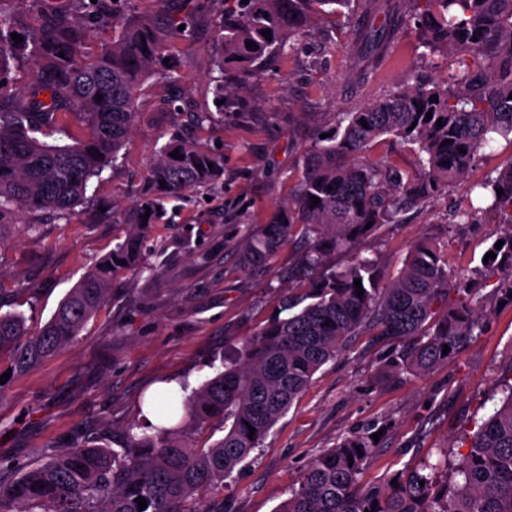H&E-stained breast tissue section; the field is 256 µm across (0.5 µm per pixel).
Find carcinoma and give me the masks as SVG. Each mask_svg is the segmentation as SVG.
Here are the masks:
<instances>
[{
  "label": "carcinoma",
  "mask_w": 512,
  "mask_h": 512,
  "mask_svg": "<svg viewBox=\"0 0 512 512\" xmlns=\"http://www.w3.org/2000/svg\"><path fill=\"white\" fill-rule=\"evenodd\" d=\"M17 2L11 12L0 10V232L23 210L69 216L90 179L117 159L127 141L143 82L180 81L177 66L164 62L172 58L170 42L195 38L214 0H187L191 9L184 15L169 7L170 0H156L152 14L126 13L122 0H68L64 8L44 0ZM343 8L364 20L346 75L353 85L372 79L409 15L420 23L418 38L429 53L457 56L459 66L444 78L415 73L361 108L336 113L333 136H317L303 149L290 199L243 254L246 265L261 263L301 227L307 249L297 272L305 289L283 301L287 315L272 318L184 400L170 391L149 398L158 419L154 433L129 430L118 450L71 447L14 470L0 481V512H224V481L351 337L375 329L410 339L393 370L421 375L448 359L444 347L455 351L479 328L483 314L470 303L436 310L448 305V268L428 243L416 245L390 279L375 259L357 256L336 267L326 260L461 180L490 140L502 136L512 143V0H224L212 77L223 112H250L246 85L277 68L320 17ZM96 25L112 26V44L88 56L82 46ZM14 33L23 41H13ZM22 66L32 68L31 80L5 92L10 73ZM69 116L86 127V137L73 136L64 145L42 140L67 133ZM383 136L411 148L413 170L402 172L388 158L366 159ZM174 151L183 158L170 156ZM223 174L224 157L205 143L174 139L161 147L123 213L127 237L82 275L48 322L33 334L22 314H0V359L7 358L0 376L32 370L79 336L106 302L112 273L141 264L145 234L161 219L164 200L210 186ZM479 187L493 197L502 223L512 224V165ZM313 196L320 202L312 203ZM502 394L468 436V451L458 462L448 463L445 454L398 473L384 489H364L358 476L373 439L354 435L320 453L275 512H512V385ZM210 423L224 428V437L207 447L190 445V427ZM208 495L209 506L202 503ZM137 497L145 499L142 511Z\"/></svg>",
  "instance_id": "1"
}]
</instances>
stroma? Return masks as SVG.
I'll return each instance as SVG.
<instances>
[{"mask_svg": "<svg viewBox=\"0 0 512 512\" xmlns=\"http://www.w3.org/2000/svg\"><path fill=\"white\" fill-rule=\"evenodd\" d=\"M220 19V10H213L194 40L172 43L180 84L144 83L122 158L91 179L85 201L67 219L44 222L31 233L23 214L0 236V310L22 312L38 331L85 270L125 238L128 227L114 223L111 208L128 203L132 183L163 144L199 139L224 158L217 190L168 203L161 223L150 227L148 270H116L107 301L80 335L0 388L2 472L35 462L44 448L111 444L132 424H145L141 407L156 384L195 388L217 372L224 356L274 317L289 290L303 285L293 273L305 250L300 237L287 238L262 264L241 263L247 239L288 199L303 146L331 132L336 113L384 95L425 66L424 49L407 29L373 81L352 88L346 73L357 20L327 15L278 71L249 85L247 95L257 105L252 116L224 115L209 80ZM174 95L184 110L163 112ZM198 111L212 114L211 128H197ZM482 153L465 179L407 211L402 223L371 231L327 260L333 266L376 256L392 277L412 245L432 240L448 265L449 305L472 300L487 310L477 336L415 376L391 371L403 341L371 331L352 337L234 472L224 512H273L299 487L318 453L348 436H379L359 476L367 488L386 486L398 471L440 454L456 460L467 452L466 435L512 384V305L496 300L508 256L486 258L495 234L511 233L512 226L501 223L475 188L488 173L512 164V144L499 139ZM471 210L473 223H449L450 213Z\"/></svg>", "mask_w": 512, "mask_h": 512, "instance_id": "1", "label": "stroma"}]
</instances>
